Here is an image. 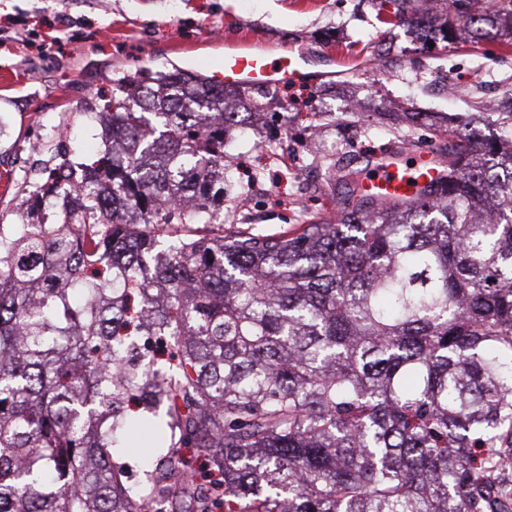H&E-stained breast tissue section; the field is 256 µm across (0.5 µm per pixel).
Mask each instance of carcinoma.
I'll return each instance as SVG.
<instances>
[{"label": "carcinoma", "mask_w": 512, "mask_h": 512, "mask_svg": "<svg viewBox=\"0 0 512 512\" xmlns=\"http://www.w3.org/2000/svg\"><path fill=\"white\" fill-rule=\"evenodd\" d=\"M492 32L512 0L468 17ZM153 81L112 78V150L39 186L58 222L0 224V512H512V111L406 113L400 148L448 137L412 198L308 153L347 188L336 220L211 235L224 132L265 102ZM136 408L167 452L129 485Z\"/></svg>", "instance_id": "cac0c4a2"}]
</instances>
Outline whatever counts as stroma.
Masks as SVG:
<instances>
[{"instance_id": "stroma-1", "label": "stroma", "mask_w": 512, "mask_h": 512, "mask_svg": "<svg viewBox=\"0 0 512 512\" xmlns=\"http://www.w3.org/2000/svg\"><path fill=\"white\" fill-rule=\"evenodd\" d=\"M411 5L431 17L428 32L381 24L394 6L380 0H0V224L56 222L53 207L34 208L35 190L46 168L102 150L94 110L116 71L200 72L242 37L273 52L304 50L313 74L286 86L287 109L264 128L228 143L243 167L269 169L247 228L295 232L330 219L340 191L306 167L303 147L354 135L364 164L391 139L377 108L440 119L512 97V40L445 39L443 0ZM339 54L353 65L335 66ZM338 95L364 99L366 111L324 108L322 97Z\"/></svg>"}]
</instances>
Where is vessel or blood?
Returning <instances> with one entry per match:
<instances>
[{
	"mask_svg": "<svg viewBox=\"0 0 512 512\" xmlns=\"http://www.w3.org/2000/svg\"><path fill=\"white\" fill-rule=\"evenodd\" d=\"M207 77L218 86L269 87L280 84L309 82L308 56L304 51H287L272 57L251 47L248 42L228 46L220 63L210 66ZM447 164L435 153L415 152L413 162H391L382 165L365 181L367 192L383 199L412 196L416 184L437 180L445 175Z\"/></svg>",
	"mask_w": 512,
	"mask_h": 512,
	"instance_id": "1",
	"label": "vessel or blood"
}]
</instances>
